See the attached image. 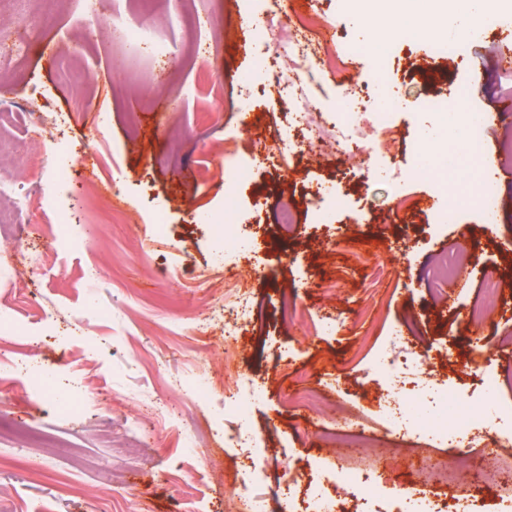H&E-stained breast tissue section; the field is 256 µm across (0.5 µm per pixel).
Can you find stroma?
<instances>
[{
	"instance_id": "stroma-1",
	"label": "stroma",
	"mask_w": 512,
	"mask_h": 512,
	"mask_svg": "<svg viewBox=\"0 0 512 512\" xmlns=\"http://www.w3.org/2000/svg\"><path fill=\"white\" fill-rule=\"evenodd\" d=\"M259 0H23L36 29L20 57L0 58V512H238L244 492L269 494L285 471L299 482L321 463L374 470L388 484L432 486L512 497L492 485L478 448H448L388 433L371 362L392 327L407 328L431 381L479 389L477 344L495 350L512 373V115L486 126L498 219L477 211L438 225L419 211L431 183L385 178L394 160L410 168L424 147L431 100L469 87L477 112L512 101V72L499 55L512 0H496L495 20L452 64L431 42L400 41L376 68L357 56L364 35L352 0H315L314 41L336 45V74L314 98L333 112L343 80L379 108L377 83L399 88L391 109L395 147L359 168L336 154L300 152L288 102L264 86L242 87L269 42L242 20ZM145 26L150 50L132 51L111 35L80 33L94 15ZM252 117L249 128L239 113ZM239 161L288 150L260 168L240 194V231L254 246L220 259L215 233L224 218V144ZM109 198L104 215L88 198ZM346 197L330 224L316 223L317 187ZM288 194L293 224L280 229ZM167 232L155 230L156 212ZM459 268L433 289L439 257ZM498 272L488 294L485 270ZM238 274L254 312L237 335L224 333V275ZM295 306L281 316L283 294ZM482 308V322L469 312ZM337 318L319 335L313 324ZM57 374L58 398L13 382L16 358ZM208 379L207 399L191 385ZM265 390L249 419L261 440L229 448L237 428L224 415V384Z\"/></svg>"
}]
</instances>
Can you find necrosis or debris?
I'll use <instances>...</instances> for the list:
<instances>
[{"mask_svg":"<svg viewBox=\"0 0 512 512\" xmlns=\"http://www.w3.org/2000/svg\"><path fill=\"white\" fill-rule=\"evenodd\" d=\"M283 16L274 2L264 12L260 30L275 44L278 56L287 57V67H278L275 59L264 55L255 60L253 73L288 98L309 144L334 147L337 154L359 158L363 163L369 158L370 145L389 152L391 92L383 91L381 109L364 112L359 108L360 89L351 84L339 112L319 111L313 99L329 71L334 51L316 48L308 37L319 23L318 16H308L305 23L295 26L285 24ZM429 111L436 136L453 145L454 150L438 157L418 153L411 174L433 183L437 196L443 198V206L436 211L437 219L452 224L460 213L474 209L486 223H495L498 198L483 160L482 133L486 123L482 113L466 108L450 112L434 105ZM254 173L252 165L239 164L233 151H225L222 234L225 246L236 251L248 250L252 245L239 231L236 192L252 181ZM481 365L479 397L464 395L449 384H432L425 377L420 356L409 347L400 330H392L372 365L382 383L378 402L387 431L402 438L425 436L451 448L511 447L512 399L501 394L507 376L492 355L483 356ZM330 475L337 487L349 489V499L330 493L319 480L310 481L303 494H296L297 480L288 475L282 480V494L268 498L241 496L242 512H363L365 505L384 500L394 501L396 512H482L476 496L466 492L452 498L439 490L416 495L405 487H387L371 472L334 468Z\"/></svg>","mask_w":512,"mask_h":512,"instance_id":"4bbe7bcc","label":"necrosis or debris"}]
</instances>
